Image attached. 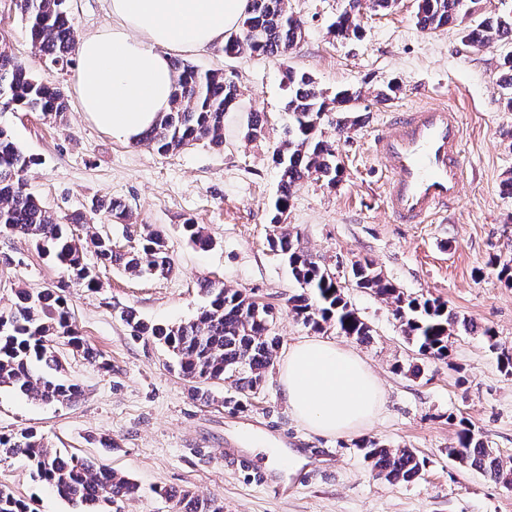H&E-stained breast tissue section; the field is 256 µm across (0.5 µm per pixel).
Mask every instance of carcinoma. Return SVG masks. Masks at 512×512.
Here are the masks:
<instances>
[{
    "label": "carcinoma",
    "mask_w": 512,
    "mask_h": 512,
    "mask_svg": "<svg viewBox=\"0 0 512 512\" xmlns=\"http://www.w3.org/2000/svg\"><path fill=\"white\" fill-rule=\"evenodd\" d=\"M416 24L429 30L462 27V41L477 48L512 45V15L490 12L465 23L468 0H416ZM16 10L27 23L32 46L54 66L67 67L75 54L74 18L68 0H14ZM386 11L397 0H344L341 12L329 33L342 41L361 38V11L364 5ZM301 19L288 10V0H250L238 30L224 42L227 56L248 52L284 60L301 40ZM178 83L170 111L160 123L142 136V142L161 153L177 152L198 141L214 145L224 142V117L235 109L240 96L236 83L218 70L202 72L176 60ZM288 86V142L274 153L279 173V195L274 202L271 223H282L288 211L291 190L305 177L313 176L336 185L342 176L333 142L319 131L322 115L361 111V92L344 89L333 99L317 87L307 73L286 69ZM0 106L24 107L31 112L62 116L68 111L63 90L39 78L28 65L14 56L0 41ZM35 158L25 154L9 132L0 127V231L31 239L68 276L69 284L94 288L98 277L83 259V246L73 228L87 223L81 215L61 222L26 188L25 176ZM94 211L125 220L129 209L120 200L98 202ZM97 259L105 266L122 269L133 277L165 276L172 271L166 242L161 234L147 231L138 247L124 250L107 236L89 235ZM270 249L288 263L303 292L288 298L295 317L315 331L334 327L359 342L370 341V325L351 307L345 283L311 254L300 249L298 237L283 230L270 238ZM350 286L369 291L392 304V314L405 338L418 353L448 362L451 337L460 327L485 337L498 348L495 333L448 311L437 298H408L400 288L364 258L351 264ZM201 289L209 305L190 321L178 324H147L135 310L127 308L122 317L139 335L163 344L176 360L183 376L200 384L196 395L209 399V386L230 380L243 393L254 389L273 366L279 347L271 335V311L265 304L239 292L230 291L205 279ZM83 352L94 361L97 353L85 347L74 325L65 298L53 288L32 292L21 288L16 301L0 311V388L17 389L34 401L68 403L79 395L78 385L63 377V365L55 344ZM376 477L389 483L411 482L421 477L425 460L410 448H394L375 440L360 444ZM449 456L460 464L501 483L512 474V457L504 458L491 448L468 422L459 421L455 445ZM22 456L38 481L50 485L75 512H120V503L135 497L139 487L111 470L95 469L85 459L64 455L35 430L25 428L0 435V456ZM184 512H222L212 500L198 499L185 491L175 495ZM0 512H32L30 505L0 489Z\"/></svg>",
    "instance_id": "obj_1"
}]
</instances>
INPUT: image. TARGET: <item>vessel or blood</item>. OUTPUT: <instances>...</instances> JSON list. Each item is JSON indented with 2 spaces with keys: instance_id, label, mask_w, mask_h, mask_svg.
Wrapping results in <instances>:
<instances>
[{
  "instance_id": "b4317fda",
  "label": "vessel or blood",
  "mask_w": 512,
  "mask_h": 512,
  "mask_svg": "<svg viewBox=\"0 0 512 512\" xmlns=\"http://www.w3.org/2000/svg\"><path fill=\"white\" fill-rule=\"evenodd\" d=\"M458 113L432 104L394 115L374 139V157L388 178L385 203L395 221L422 224L447 210L463 184Z\"/></svg>"
}]
</instances>
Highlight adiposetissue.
Instances as JSON below:
<instances>
[{"label": "adipose tissue", "instance_id": "1", "mask_svg": "<svg viewBox=\"0 0 512 512\" xmlns=\"http://www.w3.org/2000/svg\"><path fill=\"white\" fill-rule=\"evenodd\" d=\"M111 26L78 45L74 85L97 128L138 140L171 106L176 54L223 44L249 0H106ZM280 383L293 415L323 435L354 434L378 413L382 390L354 351L323 338L293 344Z\"/></svg>", "mask_w": 512, "mask_h": 512}]
</instances>
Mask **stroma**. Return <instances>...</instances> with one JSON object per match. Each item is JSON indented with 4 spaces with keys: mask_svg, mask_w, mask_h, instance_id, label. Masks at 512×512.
Masks as SVG:
<instances>
[{
    "mask_svg": "<svg viewBox=\"0 0 512 512\" xmlns=\"http://www.w3.org/2000/svg\"><path fill=\"white\" fill-rule=\"evenodd\" d=\"M343 0H289L305 33L287 60L242 54L221 46L183 55L199 70H220L241 91L237 111L224 118V143L206 141L162 154L99 130L74 99L75 67L58 69L35 52L26 26L9 0H0V35L12 52L45 81L69 93L60 118L0 108L17 145L38 163L27 189L58 219L91 216L92 231L127 244L130 232L149 228L165 238L173 272L135 278L101 266L100 286L67 287L58 266L20 235L0 233V309L18 289L61 287L85 343L109 369L62 347L66 375L80 389L69 404H42L0 389V434L31 428L65 453L136 482L138 495L121 512H175L160 489L190 491L214 500L224 512H512V489L453 462L448 448L458 418H466L489 445L512 456V374L497 362L498 348L512 349V285L498 278L493 260H512V195L501 182L512 171V112L500 88L503 48H475L457 29L416 25V0L389 11H364L362 37L340 41L328 31ZM314 78L326 95L358 88L360 125L336 132V112L320 129L335 141L344 173L336 186L306 178L292 189L284 225L270 221L279 174L273 154L286 139L288 89L285 67ZM395 81V97L380 104L379 88ZM459 112L464 129L465 180L456 205L426 224H398L385 212L386 177L372 143L393 113L425 104ZM260 115L264 135L245 136L250 115ZM98 199L129 205L126 220L92 215ZM202 227L211 246L188 241L182 226ZM288 228L299 245L330 269L373 260L405 295L446 302L458 316L496 332V346L483 336L458 332L448 361L418 353L404 338L389 302L356 288L346 295L370 325L361 343L328 329L326 338L359 353L378 377L383 404L367 427L351 435L314 433L293 415L271 367L260 385L241 399L231 382L212 385V399L194 397L195 384L169 352L147 336L134 335L122 318L135 309L148 323L194 319L206 305L200 280L216 281L271 305L272 333L280 352L313 330L288 310L300 293L287 263L268 240ZM421 368L412 376L410 366ZM112 439L104 451L100 438ZM374 439L414 449L426 462L421 479L388 483L375 478L361 441ZM268 448L298 452L303 461L272 476ZM0 488L30 502L35 512H73L46 484L35 481L19 458H0Z\"/></svg>",
    "mask_w": 512,
    "mask_h": 512,
    "instance_id": "obj_1",
    "label": "stroma"
}]
</instances>
